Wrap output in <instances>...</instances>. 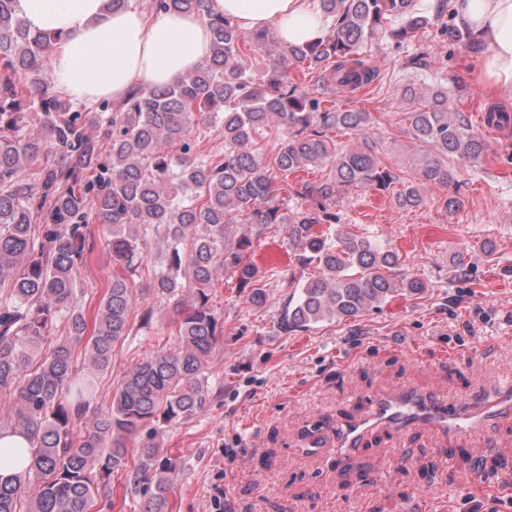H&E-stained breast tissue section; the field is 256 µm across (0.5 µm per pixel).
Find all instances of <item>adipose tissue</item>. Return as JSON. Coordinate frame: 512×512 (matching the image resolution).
I'll return each mask as SVG.
<instances>
[{"instance_id":"ef3b65f1","label":"adipose tissue","mask_w":512,"mask_h":512,"mask_svg":"<svg viewBox=\"0 0 512 512\" xmlns=\"http://www.w3.org/2000/svg\"><path fill=\"white\" fill-rule=\"evenodd\" d=\"M15 15L34 33L55 39L46 56L57 93L78 103L121 101L138 85L180 81L211 55L206 16L148 12L109 0H14ZM455 24L486 45L474 76L487 94L512 100V0H453ZM208 14L241 29H276L288 44L327 37L335 24L320 0H207Z\"/></svg>"}]
</instances>
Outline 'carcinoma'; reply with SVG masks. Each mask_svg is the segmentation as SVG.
I'll list each match as a JSON object with an SVG mask.
<instances>
[{"label": "carcinoma", "mask_w": 512, "mask_h": 512, "mask_svg": "<svg viewBox=\"0 0 512 512\" xmlns=\"http://www.w3.org/2000/svg\"><path fill=\"white\" fill-rule=\"evenodd\" d=\"M321 5L336 18L334 30L306 46L272 42L266 32L208 16L212 51L202 66L174 85L133 88L105 118L51 91L44 57L55 36L30 33L15 17L13 0H0V288H9L0 302V398L18 404L10 419H0V434L22 429L32 451L27 468L0 474V512H93L95 466L108 477L134 454L133 475L153 471L144 512H166L176 465L161 456L158 429L191 418L206 403L217 336L210 306L216 267L236 279L248 304L269 300V277L252 259L253 238L227 242L240 214L260 230L286 225L297 262L316 265L317 274L279 309L284 333L355 321L397 295L426 288L400 273L396 251L368 235L332 231L336 203L356 188L390 192L399 207H418L424 185L453 184L452 163L479 160L485 139L463 113L448 111L447 88L423 93L408 84L403 117L425 150L413 159L412 175L399 178L378 159L372 113L327 109L326 99L303 90L296 74H316L325 94L369 85L379 74L364 57L379 41L401 44L430 28L470 54L482 47L450 21V0H438L431 17L416 0ZM151 9L207 16L206 0H152ZM26 108L35 111V133L27 130ZM202 123L224 141L216 162L202 151ZM272 123L281 137L268 159L255 138ZM332 128L351 132L361 145L336 143L327 136ZM318 167L329 168L322 179L288 183L289 175ZM293 199L307 206L288 208ZM92 220L112 226V261L130 273L152 240L166 243V263L153 271L149 290L177 316L176 345L136 362L113 389L109 410L82 427L79 418L97 386L73 370L72 345L85 343L92 367L107 370L116 346L130 336L136 297L134 281L115 274L92 320L77 306ZM61 319L67 336L42 348ZM135 436L140 446L131 449Z\"/></svg>", "instance_id": "obj_1"}]
</instances>
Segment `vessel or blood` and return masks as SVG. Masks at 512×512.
Instances as JSON below:
<instances>
[{"label":"vessel or blood","mask_w":512,"mask_h":512,"mask_svg":"<svg viewBox=\"0 0 512 512\" xmlns=\"http://www.w3.org/2000/svg\"><path fill=\"white\" fill-rule=\"evenodd\" d=\"M512 413V380H505L494 400L432 398L406 388L375 398L369 412L360 418L342 422L336 428V446L332 461L343 464L360 448L366 435L383 428L406 432L429 427L441 434L478 435L489 417Z\"/></svg>","instance_id":"obj_1"}]
</instances>
